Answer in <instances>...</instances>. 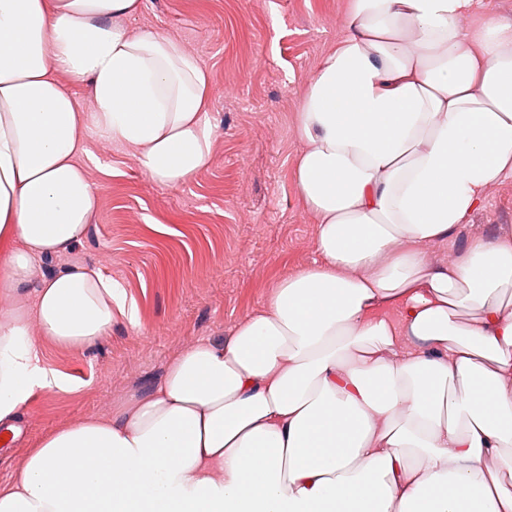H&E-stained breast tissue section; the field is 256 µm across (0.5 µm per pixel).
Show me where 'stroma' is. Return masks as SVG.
<instances>
[{"mask_svg":"<svg viewBox=\"0 0 512 512\" xmlns=\"http://www.w3.org/2000/svg\"><path fill=\"white\" fill-rule=\"evenodd\" d=\"M350 0H144L133 33L182 43L208 73L214 137L209 163L189 182L165 186L138 152L90 135L88 177L96 206L65 257L36 262L48 276L98 264L121 290L126 315L88 348L42 340L45 365L67 393L35 396L21 435L0 448V485L32 444L89 415L104 416L183 348L228 334L287 277L313 265L316 218L295 179L303 88L349 32ZM476 237L512 239V177L487 192L432 260L452 263Z\"/></svg>","mask_w":512,"mask_h":512,"instance_id":"35a3bbf8","label":"stroma"}]
</instances>
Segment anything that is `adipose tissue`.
<instances>
[{"label": "adipose tissue", "mask_w": 512, "mask_h": 512, "mask_svg": "<svg viewBox=\"0 0 512 512\" xmlns=\"http://www.w3.org/2000/svg\"><path fill=\"white\" fill-rule=\"evenodd\" d=\"M480 0H354L303 94L296 181L313 267L183 349L106 416L44 437L0 512H512V242L430 262L512 177V20ZM142 0H0V431L70 391L39 338L108 336L117 287L70 252L96 201L90 133L174 186L210 159V78L132 34ZM470 26H463L464 18ZM91 85L83 112L60 75Z\"/></svg>", "instance_id": "1"}]
</instances>
